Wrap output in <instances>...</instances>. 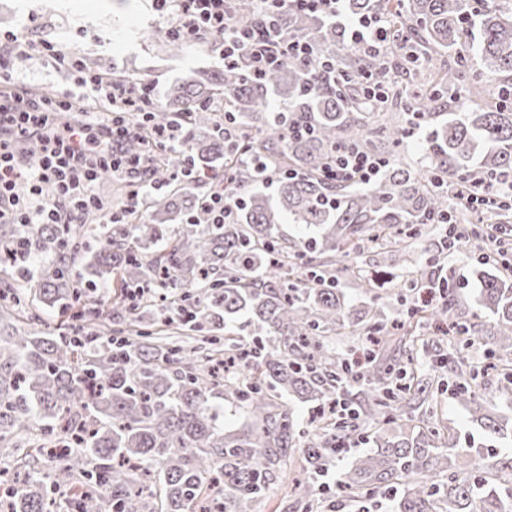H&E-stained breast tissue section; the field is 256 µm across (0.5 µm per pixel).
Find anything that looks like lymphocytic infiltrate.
<instances>
[{
  "instance_id": "obj_1",
  "label": "lymphocytic infiltrate",
  "mask_w": 512,
  "mask_h": 512,
  "mask_svg": "<svg viewBox=\"0 0 512 512\" xmlns=\"http://www.w3.org/2000/svg\"><path fill=\"white\" fill-rule=\"evenodd\" d=\"M167 13L166 33L187 44L206 39L218 46L224 64L247 58L253 73L269 70L286 58L311 66L316 62L313 47L304 39H284L272 26L255 29L233 22L226 0H157ZM41 52L54 67L67 70L74 85L39 99L20 96L0 97V223L76 224L82 214L99 208L95 184L104 173L124 178L132 188L131 206L140 203L141 189L150 186L152 155L178 146L173 126L153 128L147 136V151L131 156L124 142L137 130L127 113L151 111L156 99L155 86L140 82H102L84 62L67 55L53 43L41 45ZM100 93L111 103L108 119L92 116L62 121L64 113L75 109V87ZM21 140L36 144V162L23 164L15 151ZM385 165L384 159L361 151L355 145L338 149L322 169L324 179L367 184L374 181ZM52 186L53 196L43 194Z\"/></svg>"
}]
</instances>
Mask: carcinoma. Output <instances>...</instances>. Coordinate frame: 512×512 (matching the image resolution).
<instances>
[{"instance_id":"obj_1","label":"carcinoma","mask_w":512,"mask_h":512,"mask_svg":"<svg viewBox=\"0 0 512 512\" xmlns=\"http://www.w3.org/2000/svg\"><path fill=\"white\" fill-rule=\"evenodd\" d=\"M240 23L258 24L257 0H232ZM353 17L380 15L393 39L385 62L345 40L343 27L309 12L286 14L280 32L311 43L333 63L307 81L303 66L283 60L261 78L246 63L195 70L164 92L168 108L155 109L151 124L175 125L182 148L160 159L155 178L172 188L152 200L149 217L123 211L120 223L101 230L103 246L88 262V285L112 277L122 291L153 284L170 289L180 325L192 331L231 329L247 315L272 345L224 348L204 336L208 348L169 343L133 330L102 336L98 302L72 316L70 335L28 332L12 326L0 336V441L16 435L31 416L58 428L42 464L0 467V484L15 488L8 512H64L57 499L68 493L73 512H250L251 504L297 453L307 475L298 506L311 512L316 479L338 447L365 424L374 448L338 473L337 489L361 507L368 495L394 492V512H512V456L483 470L481 455L457 448L437 427L399 432L426 402L431 379L407 362L380 363L370 374L355 371L364 388L346 400L352 414L323 416L296 447L292 412L278 402L289 393L322 409L348 394L352 364L330 348V332L364 326L380 334L382 309L356 311L336 277V258L368 239L385 241L386 257L412 253L425 224L448 213V195L432 185L440 175L466 190L476 179L512 170V0H346ZM476 43L479 63L467 57L415 83L423 63L461 40ZM476 68L463 102L427 134L428 163L405 167L399 157L416 114L427 124L432 110L458 84L461 71ZM381 87L385 102L370 105L364 90ZM288 110V124L312 133L290 138L272 112L273 98ZM224 100L236 137L224 131V112L198 104ZM356 144L388 160L367 186L328 182L322 166L336 148ZM263 155L276 171L277 195L258 189L266 178L241 163ZM230 173L242 192L233 218L209 220L214 178ZM315 235L282 244L284 221ZM179 224L175 240L149 254L145 230ZM62 228L34 224L22 232L32 252H53L58 263L34 281L20 276L9 315L22 302L52 308L76 299ZM313 251L325 256L314 262ZM479 298L493 317L492 356L512 364V278L481 275ZM457 288H448L442 309L414 305L421 323L458 314ZM218 396L245 413L225 429L212 407ZM472 421L512 441V417L467 382L456 388Z\"/></svg>"}]
</instances>
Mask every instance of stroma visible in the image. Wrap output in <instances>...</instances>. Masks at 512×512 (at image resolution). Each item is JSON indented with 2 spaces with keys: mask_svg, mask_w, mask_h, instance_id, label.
I'll return each mask as SVG.
<instances>
[{
  "mask_svg": "<svg viewBox=\"0 0 512 512\" xmlns=\"http://www.w3.org/2000/svg\"><path fill=\"white\" fill-rule=\"evenodd\" d=\"M32 19L37 22L33 28L28 25ZM166 26L167 20L157 10L155 0H0V29H27L33 45L32 50L15 61L12 88L40 96L54 94L71 83L65 71L54 69L43 55L35 52V44L45 41L81 58L106 61L113 69L131 74L135 79L155 82L161 90L190 70L221 67L218 49L207 44L185 47L180 56L169 57L162 40ZM462 230L465 238L460 250L441 255L437 264L431 263L430 258L440 254L441 238L433 233L424 235L421 249L412 255L411 269L422 279L442 285L452 277L461 287L469 289V296L463 297L461 303L471 325L465 341L463 372L477 374L498 410L507 413L512 411V375L502 368L489 369L492 348L486 334L489 318L472 295L473 289L479 286L477 272L498 274L502 267L493 259L478 263L468 258L469 252L482 244L484 224L475 221L463 225ZM394 274V268L388 266L377 250L363 242L357 247L350 270L340 273L339 278L350 306L356 309L371 295L362 288V277L379 276L382 285L376 293L387 323H403L411 300L397 288ZM432 374L434 396L417 410L416 424L439 426L451 434L456 447L479 449L488 465L512 454L511 444L488 437L472 422L455 395L456 376ZM371 446L365 432L355 433L347 440L344 452L323 477L328 489L316 501L314 512H356L351 501L337 497L334 485L339 470ZM300 472L299 458H292L283 477L255 500L253 512H297L293 480Z\"/></svg>",
  "mask_w": 512,
  "mask_h": 512,
  "instance_id": "stroma-1",
  "label": "stroma"
}]
</instances>
